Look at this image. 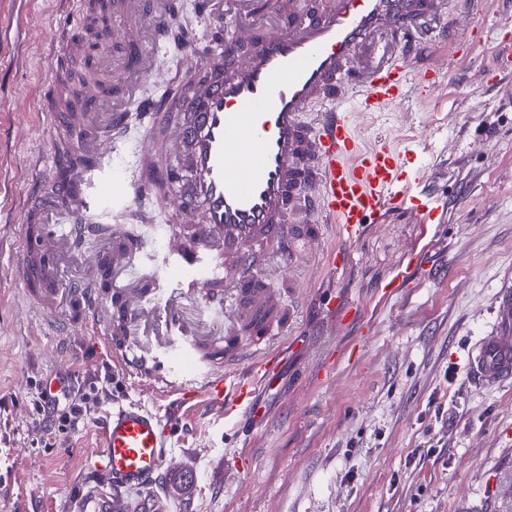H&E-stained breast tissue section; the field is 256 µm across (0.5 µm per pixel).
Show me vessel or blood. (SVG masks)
<instances>
[{
	"mask_svg": "<svg viewBox=\"0 0 512 512\" xmlns=\"http://www.w3.org/2000/svg\"><path fill=\"white\" fill-rule=\"evenodd\" d=\"M438 8L439 0H272L280 24L262 32L239 0H197L209 26L230 28L233 41L249 49L229 64L220 52L189 51L186 95L162 104L140 98L136 80L162 78L144 37L167 27L169 0H116L110 47L96 62L112 81L88 83L81 102L67 94L64 72L83 49L66 36L55 40L64 59L40 102L50 152L27 160L30 190L16 222L24 228L64 213L71 226L64 238L22 240L14 257L20 277L53 275L58 252L87 231L104 188L118 211L156 187L157 178L134 181L114 167L113 124L132 109L149 127L160 109L190 112L186 123L169 128L187 175L171 204L188 234L157 226L166 251L144 266L139 248L115 231L116 248H104L94 261L121 277L112 287L118 305L105 299L95 278L77 290L81 335L111 333L113 319H123L126 339L108 350L109 359L173 404L162 412L113 408L100 423L102 451L90 472L104 495L94 506L77 496L72 512H126L127 492L163 480L172 459L168 432L191 399L205 397L240 425L259 421L256 389L273 382L280 348L249 352L241 341L228 348L224 336L243 317L259 323L277 307L276 285L259 269L283 257L292 266L309 261L320 241L304 240V225H334L347 247L391 209L410 211L423 224L441 218L442 204L404 179V161L388 137L366 146L358 128L360 115L398 106L450 77L435 64L432 34L449 39L455 58L476 57L482 27L449 34L437 22ZM212 297L223 300V318L206 338L188 310ZM185 361L194 376L185 375ZM468 367L483 387L512 380V298H504L494 329L472 346Z\"/></svg>",
	"mask_w": 512,
	"mask_h": 512,
	"instance_id": "vessel-or-blood-1",
	"label": "vessel or blood"
}]
</instances>
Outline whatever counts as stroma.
Masks as SVG:
<instances>
[{"label": "stroma", "mask_w": 512, "mask_h": 512, "mask_svg": "<svg viewBox=\"0 0 512 512\" xmlns=\"http://www.w3.org/2000/svg\"><path fill=\"white\" fill-rule=\"evenodd\" d=\"M175 7L156 61L168 80L143 81V97L182 94L186 43L206 54L221 45L195 0ZM479 23L487 39L477 61L455 64L450 82L427 96L359 119L367 144L381 135L401 149L430 142L423 162L433 175L422 187L445 201L442 218L427 228L395 210L366 227L337 269L326 268L320 248L301 273L284 261L267 268L283 284L297 276L298 286L273 328L287 348L277 378L257 393L264 420L239 431L206 403L189 407L183 429L171 431L173 471L129 493L131 508L151 497L168 512H500L512 488V383L474 386L467 353L493 327L503 291H512V84L482 71L494 56L493 9ZM64 25L83 27L64 0H0V512H71L73 492L96 496L87 477L101 443L98 419L121 404L165 406L68 336L78 318L49 328L12 266L26 159L46 151L38 104L52 72L50 44ZM112 137L125 148L118 162L127 177H139L148 140L176 161L163 126L146 130L138 115ZM173 191L162 185L127 211L98 208L83 257L105 245L103 226L146 236L150 225L174 223ZM421 252L420 273L386 295ZM336 296L362 308L350 327L333 322L328 300ZM65 337L69 352L54 357ZM50 380L68 382L72 399L90 395L78 426L36 410Z\"/></svg>", "instance_id": "1"}]
</instances>
